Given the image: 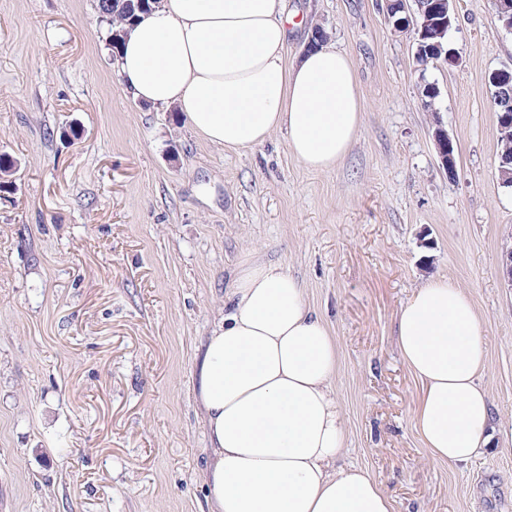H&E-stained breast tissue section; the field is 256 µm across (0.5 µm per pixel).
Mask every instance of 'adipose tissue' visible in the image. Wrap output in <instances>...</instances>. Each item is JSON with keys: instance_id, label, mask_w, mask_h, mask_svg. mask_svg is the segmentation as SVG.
Wrapping results in <instances>:
<instances>
[{"instance_id": "adipose-tissue-1", "label": "adipose tissue", "mask_w": 512, "mask_h": 512, "mask_svg": "<svg viewBox=\"0 0 512 512\" xmlns=\"http://www.w3.org/2000/svg\"><path fill=\"white\" fill-rule=\"evenodd\" d=\"M287 22L283 0H160L123 28L125 88L175 107L211 145L247 150L281 131L307 169L331 170L364 122L354 66L326 46L287 61ZM396 346L421 384L413 421L430 458H476L493 412L473 302L445 277L417 287L399 311ZM337 361L300 282L244 253L198 363L210 512H395L366 470L336 465L347 451Z\"/></svg>"}]
</instances>
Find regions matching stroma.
I'll return each mask as SVG.
<instances>
[{"label":"stroma","mask_w":512,"mask_h":512,"mask_svg":"<svg viewBox=\"0 0 512 512\" xmlns=\"http://www.w3.org/2000/svg\"><path fill=\"white\" fill-rule=\"evenodd\" d=\"M285 6L288 60L319 27L356 70L364 123L327 172L284 134L229 152L134 100L98 0H0V512H209L196 364L249 249L302 283L335 339L343 465L395 512H512V188L490 83L512 33L493 0H453L460 62L421 75L379 0ZM438 277L471 298L488 354L496 444L460 466L428 457L396 349L400 308ZM436 128L433 132V140L435 142L437 155L442 169L448 173V177L455 173V161L451 153H449L453 142L448 136L446 130L442 127L441 122H435Z\"/></svg>","instance_id":"35a3bbf8"}]
</instances>
